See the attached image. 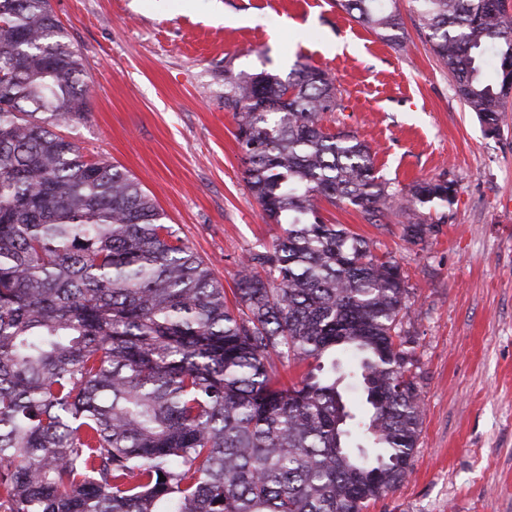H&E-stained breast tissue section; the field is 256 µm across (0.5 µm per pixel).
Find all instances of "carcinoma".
<instances>
[{"label":"carcinoma","instance_id":"obj_1","mask_svg":"<svg viewBox=\"0 0 512 512\" xmlns=\"http://www.w3.org/2000/svg\"><path fill=\"white\" fill-rule=\"evenodd\" d=\"M412 2L456 94L498 134L504 0ZM337 5L403 42L395 0ZM87 93L51 0H0V504L365 512L406 482L423 415L406 277L317 201L394 212L417 244L455 182L416 180L398 206L370 146L320 125L345 109L327 71L224 69L247 186L285 225L245 256L229 299L135 178L55 132L88 118ZM285 363L303 368L289 385Z\"/></svg>","mask_w":512,"mask_h":512}]
</instances>
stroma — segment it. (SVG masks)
<instances>
[{"label":"stroma","instance_id":"obj_1","mask_svg":"<svg viewBox=\"0 0 512 512\" xmlns=\"http://www.w3.org/2000/svg\"><path fill=\"white\" fill-rule=\"evenodd\" d=\"M89 79V119L61 126L89 160L136 177L166 222L233 288L240 260L283 233L244 181L224 71L326 70L345 111L324 114L370 145L393 188L443 176L453 206L432 210L424 242L402 238L395 214L368 223L321 202L326 223L395 257L410 291L423 401L413 473L367 512H512V100L498 135L469 112L412 11L389 44L336 0H51Z\"/></svg>","mask_w":512,"mask_h":512}]
</instances>
